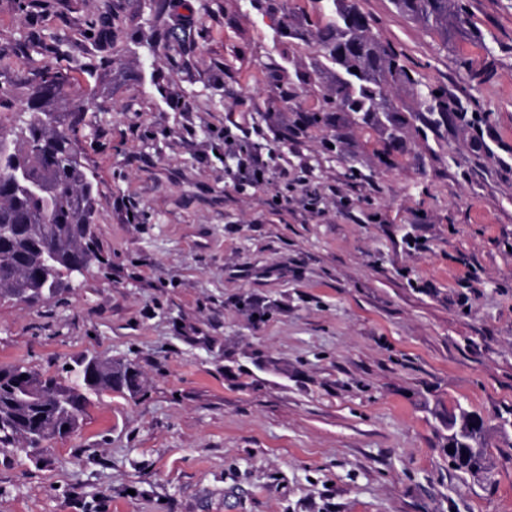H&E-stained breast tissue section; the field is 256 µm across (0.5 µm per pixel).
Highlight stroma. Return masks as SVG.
Segmentation results:
<instances>
[{
    "label": "stroma",
    "instance_id": "1",
    "mask_svg": "<svg viewBox=\"0 0 512 512\" xmlns=\"http://www.w3.org/2000/svg\"><path fill=\"white\" fill-rule=\"evenodd\" d=\"M457 2L446 39L358 0L414 77L362 120L327 102L316 0H0V128L21 73L69 83L103 254L63 300L0 302V366L93 354L142 387L0 447V512H512V0ZM238 126L287 180H240ZM456 404L483 476L448 464ZM486 429L485 420L476 416L462 418L458 410L448 409V430L452 434H457L466 441L470 438L474 440L480 433Z\"/></svg>",
    "mask_w": 512,
    "mask_h": 512
}]
</instances>
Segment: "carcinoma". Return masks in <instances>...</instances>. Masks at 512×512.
Wrapping results in <instances>:
<instances>
[{
  "label": "carcinoma",
  "mask_w": 512,
  "mask_h": 512,
  "mask_svg": "<svg viewBox=\"0 0 512 512\" xmlns=\"http://www.w3.org/2000/svg\"><path fill=\"white\" fill-rule=\"evenodd\" d=\"M397 10L443 35L469 20L456 0H394ZM325 24L316 36L331 72L338 112L363 118L374 112H397L386 93L392 84H410L409 70L397 52L373 33L356 0H326ZM33 85L30 112L11 135L0 132V298L29 304L53 300L69 291L60 266L81 258L100 261L92 231L99 210L97 183L78 146L83 110L55 111L64 81L42 69L23 77ZM50 250L55 268H43ZM29 374L27 393L16 385L18 373ZM140 375L132 363L93 361L85 356L65 378L25 365L0 367V446L39 448L51 438L71 433L92 398L105 392L135 396ZM448 464L468 474L479 455L457 447Z\"/></svg>",
  "instance_id": "obj_1"
}]
</instances>
